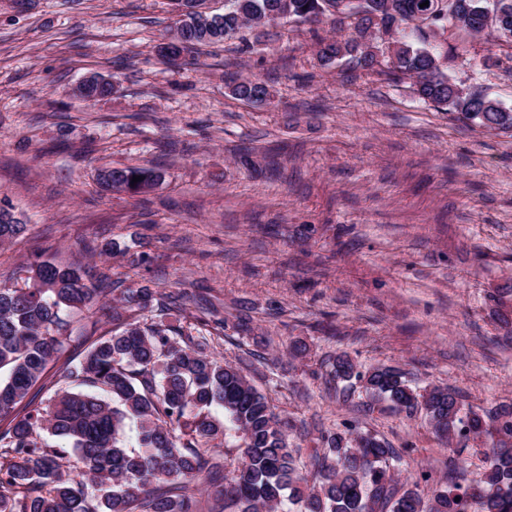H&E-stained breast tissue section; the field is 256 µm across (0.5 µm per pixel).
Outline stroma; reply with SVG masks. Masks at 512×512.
<instances>
[{
  "instance_id": "obj_1",
  "label": "stroma",
  "mask_w": 512,
  "mask_h": 512,
  "mask_svg": "<svg viewBox=\"0 0 512 512\" xmlns=\"http://www.w3.org/2000/svg\"><path fill=\"white\" fill-rule=\"evenodd\" d=\"M168 0H0V203L26 226L0 244V277L33 262L95 265L186 297L211 352L249 361L252 383L291 426L306 468L326 432L371 431L418 492L444 486L449 447L424 415L334 396L330 360L394 366L465 406L512 400V133L489 131L396 82L323 66L330 23L283 21L261 37L158 52ZM445 73L512 108V44L454 30ZM114 82L88 102L90 74ZM272 89L236 99L230 80ZM161 180L132 196L107 167ZM122 252L104 256L101 246ZM111 303L74 317L61 359L110 326ZM305 345L299 358L289 350ZM133 176H142L143 180L131 186ZM100 180L103 185L112 188L113 191L138 195L152 190L159 182L160 174L144 167L112 168L102 171Z\"/></svg>"
}]
</instances>
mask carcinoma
Here are the masks:
<instances>
[{
    "mask_svg": "<svg viewBox=\"0 0 512 512\" xmlns=\"http://www.w3.org/2000/svg\"><path fill=\"white\" fill-rule=\"evenodd\" d=\"M169 2L176 15L161 55L170 62L287 18H329L336 36L316 42L323 65L345 59L364 70L382 66L394 80H413L425 102L487 130H512V109L450 82L430 42L456 28L512 42V0H497L501 14L492 20L472 15L470 0H365V15L351 22L340 0H224L222 14L196 11L202 0ZM231 93L253 103L271 100L259 80H234ZM135 176L142 180L133 185ZM100 180L138 195L152 190L160 174L112 168ZM24 231L0 206V241ZM26 273L0 288V418L11 416L54 368L71 318L109 293L118 297L112 330L79 362L67 363L50 403L0 428V512H198L190 496L198 485L216 503L208 512H512V401L466 409L450 386L421 394L397 368L364 371L338 355L330 370L343 383L338 398L348 400L360 386L371 400L410 417L422 411L450 444L483 440L485 467L462 484L465 462L448 457V487L425 499L399 479V452L351 425L347 437L324 435L326 453L308 475L269 397L182 322V296L125 287L84 265L43 260ZM214 406L240 434L239 447H224L226 427L212 418ZM131 420L136 448L123 442Z\"/></svg>",
    "mask_w": 512,
    "mask_h": 512,
    "instance_id": "cac0c4a2",
    "label": "carcinoma"
}]
</instances>
